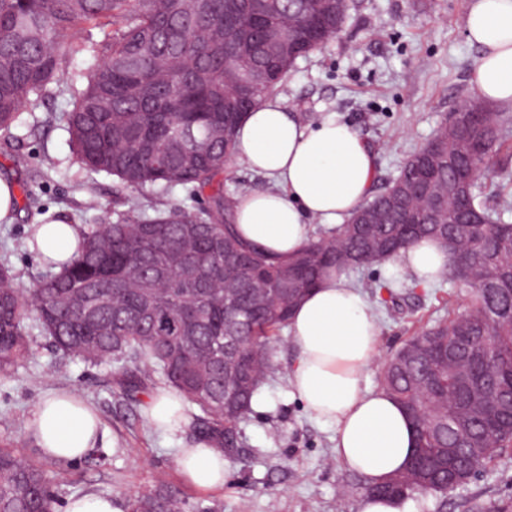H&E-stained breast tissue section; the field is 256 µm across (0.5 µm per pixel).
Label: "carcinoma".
I'll return each mask as SVG.
<instances>
[{
    "label": "carcinoma",
    "mask_w": 512,
    "mask_h": 512,
    "mask_svg": "<svg viewBox=\"0 0 512 512\" xmlns=\"http://www.w3.org/2000/svg\"><path fill=\"white\" fill-rule=\"evenodd\" d=\"M340 0H0V138L18 113L63 85L66 58L101 62L67 85V131L83 169L142 192L189 186L203 207L148 214L138 200L82 233L63 268L24 290L0 265V375L25 357L33 331L65 356L132 364L139 383L162 376L201 415V433L236 444V427L274 376L278 333L326 271L370 267L422 237L451 238L471 263L443 279L468 289L465 310L410 338L382 364L379 387L412 417L421 478L394 474L402 500L446 499L448 462L477 471L512 446V423L492 431L459 419L477 400L512 402V224L489 203L483 180L507 130L484 113L475 155L440 123L382 192L342 227L275 260L235 232L237 194L224 191L243 116L280 91L300 57L341 29ZM104 34L100 42L76 34ZM42 466L0 447V512H55ZM161 483L128 500V512H185Z\"/></svg>",
    "instance_id": "obj_1"
}]
</instances>
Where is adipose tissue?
I'll return each instance as SVG.
<instances>
[{"mask_svg": "<svg viewBox=\"0 0 512 512\" xmlns=\"http://www.w3.org/2000/svg\"><path fill=\"white\" fill-rule=\"evenodd\" d=\"M468 40L481 49L471 74L475 95L512 107V0H470ZM235 158L269 180L263 191L237 198L239 235L265 253L285 258L336 230L367 198L377 158L359 132L327 115L306 123L270 96L248 112L237 129ZM41 261L56 266L75 253V225H39ZM412 280L427 284L448 269V253L422 238L393 258ZM289 336L295 358L289 373L293 394L312 417L335 429L337 459L379 483L403 470L416 446L412 420L382 391L368 388L377 356L380 324L361 289L332 275L294 308ZM29 431L42 452L77 460L96 447L100 422L72 394L58 392L34 409ZM178 466L197 488L222 487L229 473L220 449L201 442L181 449Z\"/></svg>", "mask_w": 512, "mask_h": 512, "instance_id": "adipose-tissue-1", "label": "adipose tissue"}]
</instances>
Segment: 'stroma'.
Returning a JSON list of instances; mask_svg holds the SVG:
<instances>
[{
    "label": "stroma",
    "mask_w": 512,
    "mask_h": 512,
    "mask_svg": "<svg viewBox=\"0 0 512 512\" xmlns=\"http://www.w3.org/2000/svg\"><path fill=\"white\" fill-rule=\"evenodd\" d=\"M469 0H348L341 32L321 50L297 60L280 96L307 121L333 114L353 125L375 152L373 192L382 191L408 157L425 145L438 124L473 99L471 70L479 49L466 36ZM68 94L48 97L36 110L22 109L14 139L0 143V176L15 184L11 223H0V264L29 289L48 272L30 251L32 225L61 220L79 230L97 223L89 199L119 213L130 191L116 178L74 164L64 114ZM33 200H26V191ZM373 276L390 289L369 296L381 326L377 350L388 357L434 321L463 311L465 289L434 281L407 287V275L376 265L352 273L357 285ZM279 367L256 396L251 414L238 428V443L227 457L224 487L202 491L179 471V449L201 437L191 421L171 430L150 425L147 407L165 383L154 378L137 392L126 389L121 365H91L62 357L49 337L35 335L17 371L0 376V441L22 457L42 464L60 503L73 496L109 494L119 506L158 482L176 488L191 512H358L366 478L337 460L335 429L317 422L293 396L288 340L275 345ZM56 390L87 401L101 420L96 455L56 461L43 454L27 431L36 405ZM403 512H470L472 507L512 506V449L487 463L478 476L447 499L417 494L403 499Z\"/></svg>",
    "instance_id": "1"
}]
</instances>
